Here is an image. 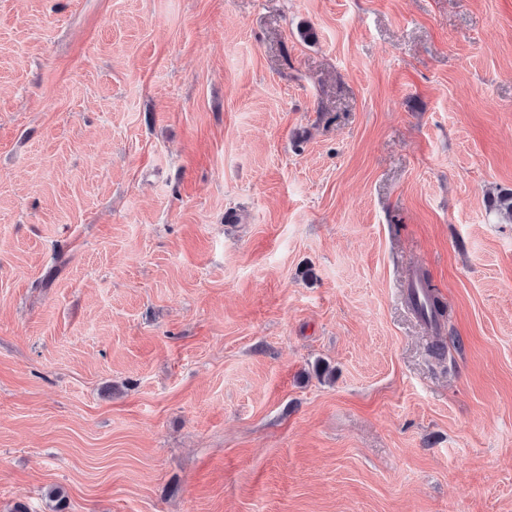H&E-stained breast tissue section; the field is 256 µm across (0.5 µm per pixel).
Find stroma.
<instances>
[{
  "label": "stroma",
  "instance_id": "35a3bbf8",
  "mask_svg": "<svg viewBox=\"0 0 512 512\" xmlns=\"http://www.w3.org/2000/svg\"><path fill=\"white\" fill-rule=\"evenodd\" d=\"M505 190L512 0H0V512H512ZM417 282L423 291V303L416 304L417 310L423 319L437 326L439 317L445 315V307L427 276H419Z\"/></svg>",
  "mask_w": 512,
  "mask_h": 512
}]
</instances>
